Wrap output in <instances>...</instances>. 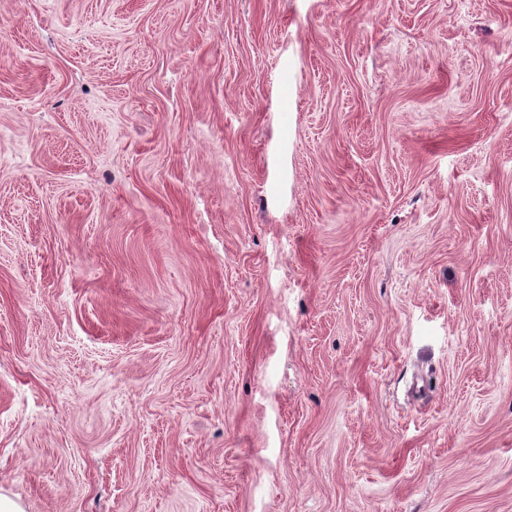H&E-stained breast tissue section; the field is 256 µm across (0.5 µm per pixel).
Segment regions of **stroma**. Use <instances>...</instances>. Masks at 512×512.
<instances>
[{
	"instance_id": "1",
	"label": "stroma",
	"mask_w": 512,
	"mask_h": 512,
	"mask_svg": "<svg viewBox=\"0 0 512 512\" xmlns=\"http://www.w3.org/2000/svg\"><path fill=\"white\" fill-rule=\"evenodd\" d=\"M0 512H512V0H0Z\"/></svg>"
}]
</instances>
